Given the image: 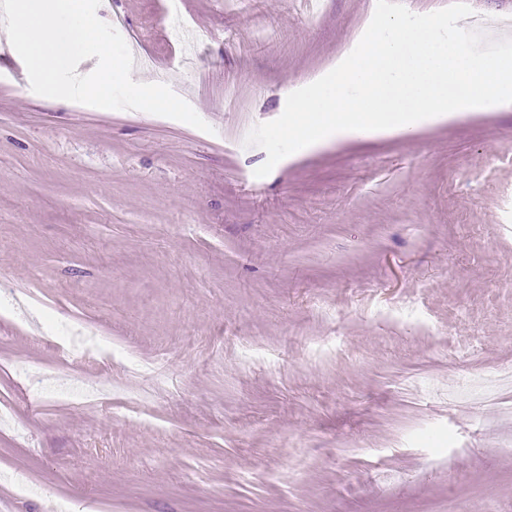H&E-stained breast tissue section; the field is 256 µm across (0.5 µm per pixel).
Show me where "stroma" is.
Here are the masks:
<instances>
[{"instance_id": "35a3bbf8", "label": "stroma", "mask_w": 512, "mask_h": 512, "mask_svg": "<svg viewBox=\"0 0 512 512\" xmlns=\"http://www.w3.org/2000/svg\"><path fill=\"white\" fill-rule=\"evenodd\" d=\"M375 6L101 0L207 133L0 59L5 512H512V108L245 143Z\"/></svg>"}]
</instances>
